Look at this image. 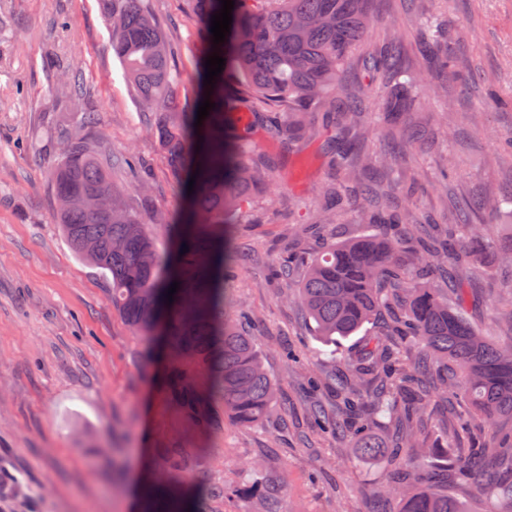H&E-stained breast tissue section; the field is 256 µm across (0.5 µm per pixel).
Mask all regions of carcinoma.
I'll list each match as a JSON object with an SVG mask.
<instances>
[{
    "label": "carcinoma",
    "mask_w": 512,
    "mask_h": 512,
    "mask_svg": "<svg viewBox=\"0 0 512 512\" xmlns=\"http://www.w3.org/2000/svg\"><path fill=\"white\" fill-rule=\"evenodd\" d=\"M371 3L235 0L225 41L215 45L207 35L203 57L217 53L225 61L215 108L196 127L197 113L179 107L177 73L146 0H101L125 78L145 111L156 116L151 130L173 179L187 186L195 177L191 197L197 223L170 225L174 252L159 253L136 214L118 201L114 159L66 128L56 132L60 154L50 172L53 221L76 256L109 281V300L125 322L158 340L166 369L163 400L198 435L217 428L213 401H220L240 425L257 426L270 416L278 391L253 338L224 322L223 257L214 243L224 240V225L233 223L235 207L266 188L271 170L244 162L248 131L224 139V112L245 96L264 104L286 103L278 130L298 140L306 135L303 115L315 105L349 116L366 112L363 99L344 92L341 77L372 23ZM219 9L215 0H194V14L207 32ZM424 49L439 67L463 69L454 49L439 54L429 43ZM400 53L401 37L394 29L386 50L365 58L371 70L394 84L380 103L391 126L395 114L415 106L413 81L398 65ZM65 76L70 98H90L78 76L68 71ZM365 190L373 199L370 223L388 225L387 237L328 242L311 253H290L278 266L286 284L298 281L297 303L321 340L336 343L374 326L346 372L307 378L311 390L331 389L342 405L333 417L314 404L311 425L324 434L351 436L364 458L387 454L395 467L392 493L399 512H464L457 499L435 485L408 488L403 454L406 446L424 447L414 421L434 393H443L459 409L453 435L437 430L443 439L469 434L472 411L491 427L512 421V339L502 345L480 333L462 306H448V294L437 285L448 274L439 255L448 254L458 265L474 264L491 247L490 240L478 230L468 233L462 224H423L419 251L428 258L409 269L400 258L406 218L380 206L374 184H365ZM91 192L112 195V223L81 202ZM175 281L179 289L169 305L167 291ZM377 414L393 422L390 448L369 432L370 418ZM186 458L185 448L158 449L142 512H211L210 503L224 499L222 483L209 481L193 491ZM485 459L505 465L512 461V447L490 439L474 453L456 451L450 465L469 477ZM483 490L512 512V485L487 477Z\"/></svg>",
    "instance_id": "1"
}]
</instances>
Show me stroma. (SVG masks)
<instances>
[{"instance_id":"35a3bbf8","label":"stroma","mask_w":512,"mask_h":512,"mask_svg":"<svg viewBox=\"0 0 512 512\" xmlns=\"http://www.w3.org/2000/svg\"><path fill=\"white\" fill-rule=\"evenodd\" d=\"M148 6L180 74L179 102L194 111L205 89V33L192 0ZM373 12L342 84L378 111L382 91L363 59L398 26L401 66L425 76L414 110L398 120L401 137L383 140L367 121L331 125L321 107L307 117L313 136L300 141L279 134L275 111L249 99L224 116L225 126L249 125L250 161L276 163L264 193L224 227V312L234 321L251 315L247 329L280 395L263 426L222 415L200 444L158 395L162 366L147 337L113 310L106 279L75 256L52 220L53 132L68 128L116 158L112 181L159 251L169 248L170 223H185L189 197L124 77L100 0H0V512H135L149 450L171 447L191 449V477L223 482L226 496L212 512H262L270 497L281 512H396L385 494L393 466L363 462L347 438L317 433L307 419L306 376L344 369L354 339L319 342L272 267L284 253L367 230L359 220L364 179L336 167V137L373 155L389 152L374 179L412 223L512 232V205H485L512 190V163L500 150L512 136V0H373ZM427 19L465 57L467 82L439 77L422 56ZM60 63L91 90L95 124H85L83 103L58 93ZM443 174L444 191L437 187ZM336 190L346 200L336 224L322 232L305 223ZM468 199L481 209L466 208ZM243 242L251 248L245 258L237 251ZM454 274L468 290L466 316L504 341L494 303L512 292V267L490 252ZM291 339L305 344L302 363L281 353Z\"/></svg>"}]
</instances>
